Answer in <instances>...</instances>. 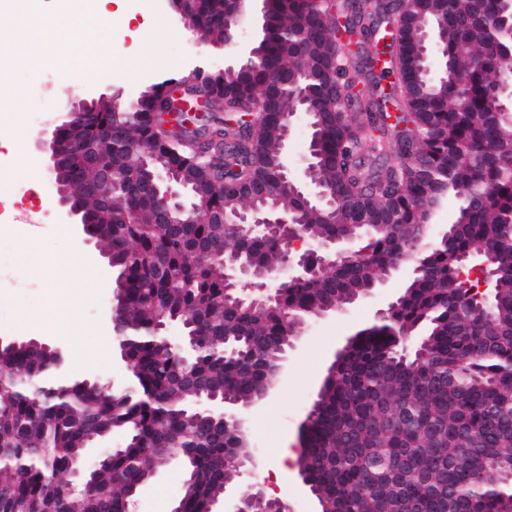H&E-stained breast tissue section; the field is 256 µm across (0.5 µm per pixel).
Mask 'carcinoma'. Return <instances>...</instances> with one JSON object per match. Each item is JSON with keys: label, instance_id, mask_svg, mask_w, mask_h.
I'll use <instances>...</instances> for the list:
<instances>
[{"label": "carcinoma", "instance_id": "carcinoma-1", "mask_svg": "<svg viewBox=\"0 0 512 512\" xmlns=\"http://www.w3.org/2000/svg\"><path fill=\"white\" fill-rule=\"evenodd\" d=\"M193 26L224 38L226 0H183ZM505 0H271L259 57L212 73L196 87L201 112L160 128L159 112L123 105L92 124L63 130L91 143L112 133L104 158L121 189L97 186L73 158L66 178L95 215L90 235L112 252L121 288L117 342L132 367L127 389L63 377L56 360L29 339L0 347V512H129L163 448L184 467L181 512H213L245 459L247 438L194 403L216 394L241 405L259 399L293 337L284 314L331 310L377 286L409 257L408 233L430 224L433 209L469 189L447 236L415 256L418 272L389 307L387 320L351 337L336 354L304 422L300 465L321 512H512V44L494 21ZM436 30L448 79L421 74V36ZM313 74L315 114L309 141L313 178L336 191L351 218L330 224L322 208L279 189L282 138L293 76ZM388 82L379 99H351L361 77ZM187 75L145 88L175 90ZM355 111L333 121L343 100ZM395 103V122L385 110ZM153 149L182 175L198 208L160 215L138 155ZM277 210L301 215L303 233L352 238V262L284 285L273 306L256 312L228 298L227 253L273 273L281 244L273 234L238 239L224 216L259 194ZM494 252L505 268L492 279L470 262ZM493 319L472 312L479 295ZM192 337L182 349L162 326ZM395 327L424 354H406ZM122 429L124 447L88 489L60 478L93 435Z\"/></svg>", "mask_w": 512, "mask_h": 512}]
</instances>
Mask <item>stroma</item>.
Here are the masks:
<instances>
[{"mask_svg": "<svg viewBox=\"0 0 512 512\" xmlns=\"http://www.w3.org/2000/svg\"><path fill=\"white\" fill-rule=\"evenodd\" d=\"M149 20L157 23V31L138 33L139 24ZM112 30L122 40V52L116 62L103 65L100 78L87 85L74 84L70 74H57L51 67L36 71L9 64L0 73V81L13 90L10 99L0 106V136L14 137L23 129L38 135L39 126L28 123L29 112L38 108L53 116L70 101L88 94H119L129 100L159 76L186 74L198 66L218 71L230 63L228 50L199 44L173 14L167 0H124V13L113 17ZM36 81L43 84V96L38 101L25 93L26 87ZM0 193L12 195L17 201L11 223L0 224V339L18 337L17 319L41 316L46 285L54 283L57 294L74 310L62 313L53 331L34 332V339L62 348L73 376L126 384L129 373L119 352L97 338L98 332L108 326L106 313L113 300L115 280L101 247L77 239L74 225L64 223L58 213H45L40 202H32L25 179L0 176ZM89 265L102 280V287L82 288L83 272ZM392 294L389 288L375 289L371 298L326 317L310 319L302 326L294 349L288 352L285 370L272 380L269 397L249 413L247 437L258 465L249 471L241 469L238 459H227V468L239 470L240 477L228 485L215 512H231L233 498L250 485L274 489L290 512H320L316 497L304 485L298 470L274 478L277 450L298 444L300 429L337 351L349 337L374 322L377 310L387 306ZM74 327L86 334L82 346H74L68 338ZM183 482L184 472L178 463L154 470L136 494L133 512H171L181 496Z\"/></svg>", "mask_w": 512, "mask_h": 512, "instance_id": "stroma-1", "label": "stroma"}]
</instances>
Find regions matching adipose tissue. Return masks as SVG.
I'll list each match as a JSON object with an SVG mask.
<instances>
[{"instance_id":"obj_1","label":"adipose tissue","mask_w":512,"mask_h":512,"mask_svg":"<svg viewBox=\"0 0 512 512\" xmlns=\"http://www.w3.org/2000/svg\"><path fill=\"white\" fill-rule=\"evenodd\" d=\"M75 25L70 18L45 21L32 12L30 0H0V46L5 59L19 57L34 68L52 64L61 32Z\"/></svg>"}]
</instances>
